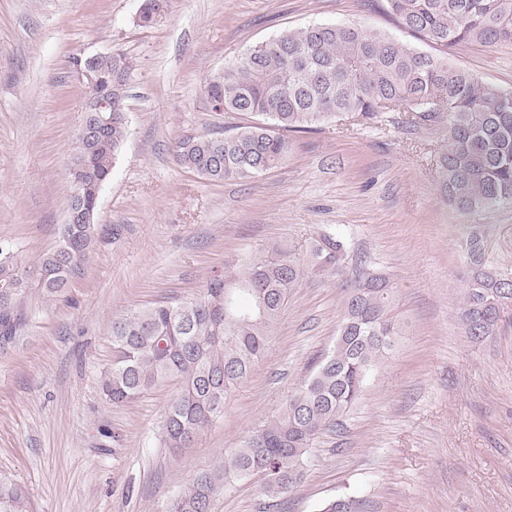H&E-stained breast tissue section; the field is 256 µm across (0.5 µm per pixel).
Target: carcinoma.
Here are the masks:
<instances>
[{"label":"carcinoma","instance_id":"carcinoma-1","mask_svg":"<svg viewBox=\"0 0 512 512\" xmlns=\"http://www.w3.org/2000/svg\"><path fill=\"white\" fill-rule=\"evenodd\" d=\"M382 10L431 48L418 51L385 33L354 25H311L284 30L249 47L204 84L207 99L226 112L263 118L231 135L185 136L177 163L212 181L254 178L288 157V133L337 115L380 121L409 113V125L441 123L437 177L459 213L473 215L512 203V93L448 64V49L471 42L512 44V0H383ZM132 65L112 55L109 90L83 84L86 101L108 93L110 122L94 152L75 146L70 166L81 170V191L67 209L84 218L60 225L58 246L25 264L0 241V328L12 333L15 302L34 285L60 294L97 242L98 200L124 145L127 85ZM468 260L458 317L467 338L495 333L512 305V269L497 264L484 225H465ZM346 276L335 345L286 403L283 411L224 452L217 466L196 472L163 512H212L219 492L259 478L274 501L304 479L315 439L341 425L344 411L363 392L377 359L398 335L391 317L390 277L350 257L333 233L312 239L297 255L285 244L258 247L233 272L212 275L198 297L174 298L133 309L112 321V364L101 373V392L114 405L131 402L162 381H176L165 411L162 441L184 448L220 418L228 393L245 382L264 357L288 297L304 276ZM0 512H31L28 488L0 473Z\"/></svg>","mask_w":512,"mask_h":512}]
</instances>
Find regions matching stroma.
Wrapping results in <instances>:
<instances>
[{"label": "stroma", "instance_id": "obj_1", "mask_svg": "<svg viewBox=\"0 0 512 512\" xmlns=\"http://www.w3.org/2000/svg\"><path fill=\"white\" fill-rule=\"evenodd\" d=\"M141 0H0V240L34 263L58 243L67 167L84 115L72 59L119 51L131 61L125 143L102 192V231L69 286L31 288L0 335V472L27 486L33 512H163L191 476L218 465L278 414L336 341L344 291L306 276L265 357L192 447H164L172 383L113 406L100 375L110 326L127 311L198 297L215 271L256 245L303 252L339 231L352 254L396 283L399 334L337 430L322 433L303 482L269 506L258 480L222 491L213 512H320L349 495L365 512H512V307L495 334L470 341L457 318L465 223L491 227L512 266V204L460 215L436 177L445 129L345 117L290 135L282 166L214 182L173 155L186 135L232 133L253 121L211 111L207 77L284 29L353 24L412 43L381 0H166L139 26ZM449 64L512 91V45L463 42Z\"/></svg>", "mask_w": 512, "mask_h": 512}]
</instances>
